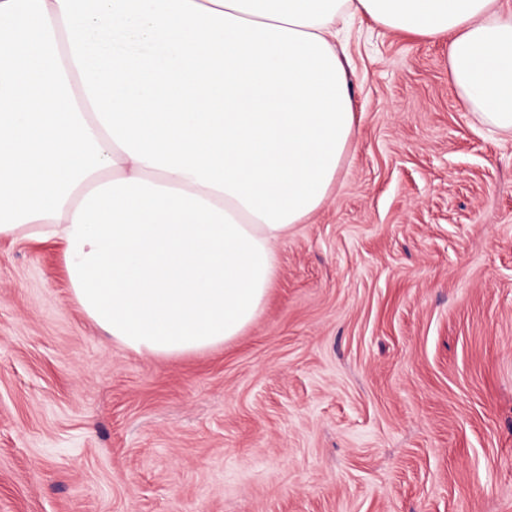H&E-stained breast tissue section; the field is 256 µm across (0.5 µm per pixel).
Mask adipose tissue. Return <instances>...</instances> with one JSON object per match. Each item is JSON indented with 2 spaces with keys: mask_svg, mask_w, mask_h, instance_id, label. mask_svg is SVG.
I'll return each instance as SVG.
<instances>
[{
  "mask_svg": "<svg viewBox=\"0 0 512 512\" xmlns=\"http://www.w3.org/2000/svg\"><path fill=\"white\" fill-rule=\"evenodd\" d=\"M357 16L447 41L512 135L503 0H0V237L61 240L77 305L141 357L233 341L352 143Z\"/></svg>",
  "mask_w": 512,
  "mask_h": 512,
  "instance_id": "adipose-tissue-1",
  "label": "adipose tissue"
}]
</instances>
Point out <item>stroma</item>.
Listing matches in <instances>:
<instances>
[{
	"label": "stroma",
	"mask_w": 512,
	"mask_h": 512,
	"mask_svg": "<svg viewBox=\"0 0 512 512\" xmlns=\"http://www.w3.org/2000/svg\"><path fill=\"white\" fill-rule=\"evenodd\" d=\"M354 140L224 347L145 359L0 239V512H512V137L356 19Z\"/></svg>",
	"instance_id": "1"
}]
</instances>
